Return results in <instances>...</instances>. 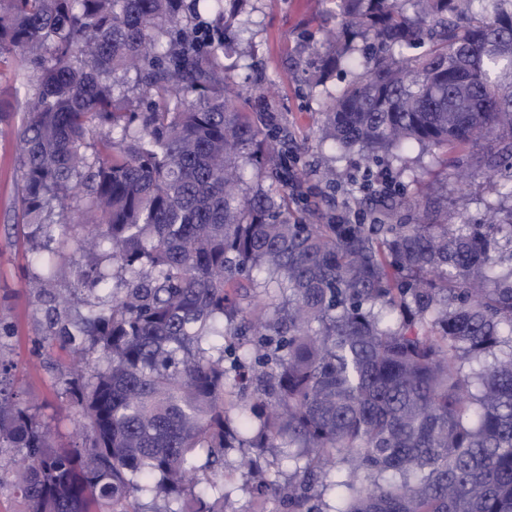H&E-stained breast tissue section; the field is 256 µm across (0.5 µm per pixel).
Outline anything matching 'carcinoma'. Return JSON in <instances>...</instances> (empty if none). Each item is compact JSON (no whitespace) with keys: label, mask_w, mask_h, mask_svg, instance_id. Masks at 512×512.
I'll list each match as a JSON object with an SVG mask.
<instances>
[{"label":"carcinoma","mask_w":512,"mask_h":512,"mask_svg":"<svg viewBox=\"0 0 512 512\" xmlns=\"http://www.w3.org/2000/svg\"><path fill=\"white\" fill-rule=\"evenodd\" d=\"M247 0H0V60L29 87L19 195L46 335L85 443L57 448L0 359V447L21 448V512H224V450L288 448L294 473L244 462L285 512H512V0H333L315 84L323 138L363 161L468 155L452 179L496 195L485 222L424 198L290 210L275 117L239 110L224 40ZM422 42L421 55L411 50ZM267 170L273 184L254 183ZM402 207L413 217L394 223ZM86 224L69 288L42 241ZM84 313L72 315L78 294ZM204 464H198L199 455ZM358 474L364 479L356 481Z\"/></svg>","instance_id":"obj_1"}]
</instances>
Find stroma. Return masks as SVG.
<instances>
[{
    "label": "stroma",
    "instance_id": "35a3bbf8",
    "mask_svg": "<svg viewBox=\"0 0 512 512\" xmlns=\"http://www.w3.org/2000/svg\"><path fill=\"white\" fill-rule=\"evenodd\" d=\"M241 22L238 40L246 56L238 64L230 58L224 61L226 75L239 93L240 109L278 115L297 168L310 174L306 189L311 201L321 204L328 198L313 176L328 165L336 169V197L344 199L360 177L358 160L338 157L332 142L322 139L318 118L326 93L360 80L364 69L346 67L326 87L312 86L326 54L320 33L337 24L331 0H248ZM16 128L13 120L0 124V309L10 310L14 323L11 335L0 339V357L11 363V377L24 388L27 404L51 425L54 444L67 447L74 443V410L60 381L70 352L44 339V313L29 284L34 273L31 253L13 227L22 175ZM445 159L444 153L415 149L392 167L373 165L372 179H396L411 194L418 182L428 183L434 221L449 223L458 191L446 175ZM240 457L239 449H229L223 470L210 475L224 487L226 512L255 510L256 494L238 470Z\"/></svg>",
    "mask_w": 512,
    "mask_h": 512
}]
</instances>
